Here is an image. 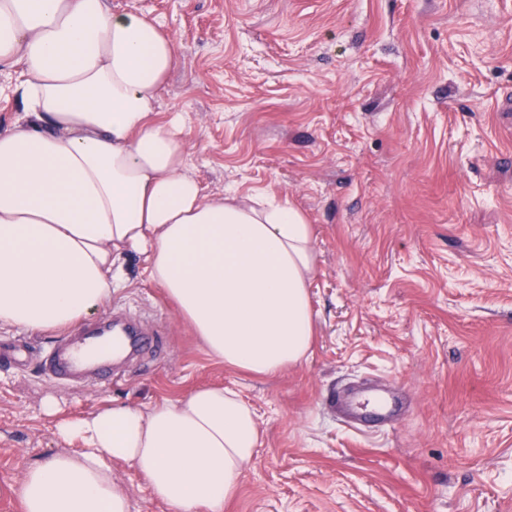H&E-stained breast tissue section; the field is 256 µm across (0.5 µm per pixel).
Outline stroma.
Wrapping results in <instances>:
<instances>
[{
	"label": "stroma",
	"instance_id": "35a3bbf8",
	"mask_svg": "<svg viewBox=\"0 0 512 512\" xmlns=\"http://www.w3.org/2000/svg\"><path fill=\"white\" fill-rule=\"evenodd\" d=\"M147 10L178 64L155 117H184L209 195L288 197L311 224L309 355L254 377L212 361L143 257L112 306L167 345L119 382L66 387L54 334L0 359V512L26 469L69 444L42 411L79 417L221 385L261 444L224 512H512V0H107ZM371 385L397 406L351 423L325 398Z\"/></svg>",
	"mask_w": 512,
	"mask_h": 512
}]
</instances>
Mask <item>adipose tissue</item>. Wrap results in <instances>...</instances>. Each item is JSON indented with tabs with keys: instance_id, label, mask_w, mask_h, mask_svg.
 <instances>
[{
	"instance_id": "obj_1",
	"label": "adipose tissue",
	"mask_w": 512,
	"mask_h": 512,
	"mask_svg": "<svg viewBox=\"0 0 512 512\" xmlns=\"http://www.w3.org/2000/svg\"><path fill=\"white\" fill-rule=\"evenodd\" d=\"M178 63L144 12L106 0H0V68L23 111L0 129V327L49 333L112 297L144 256L209 357L258 376L299 363L314 335L313 232L288 198L204 195L182 116L157 122ZM78 442L29 467L23 512H131L117 464L172 512H224L260 446L250 404L221 386L58 420Z\"/></svg>"
}]
</instances>
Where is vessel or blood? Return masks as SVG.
Masks as SVG:
<instances>
[{
    "label": "vessel or blood",
    "mask_w": 512,
    "mask_h": 512,
    "mask_svg": "<svg viewBox=\"0 0 512 512\" xmlns=\"http://www.w3.org/2000/svg\"><path fill=\"white\" fill-rule=\"evenodd\" d=\"M157 330L134 323H121L116 311L94 322L69 328L47 350L45 372L58 383L100 384L118 378L115 362L161 349Z\"/></svg>",
    "instance_id": "1"
}]
</instances>
